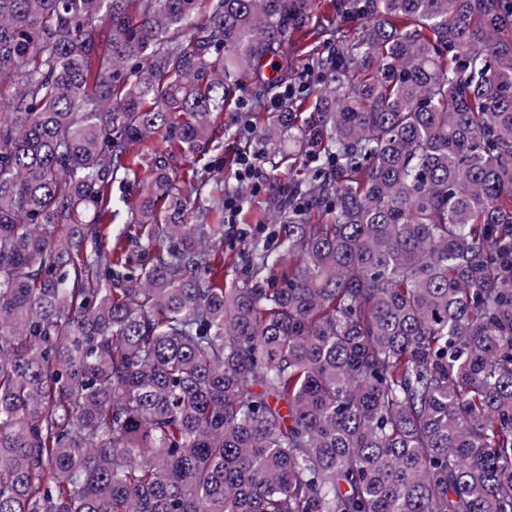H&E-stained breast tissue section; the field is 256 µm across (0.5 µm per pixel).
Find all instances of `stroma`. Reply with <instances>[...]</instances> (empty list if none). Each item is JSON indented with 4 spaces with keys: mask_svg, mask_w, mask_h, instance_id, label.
I'll return each instance as SVG.
<instances>
[{
    "mask_svg": "<svg viewBox=\"0 0 512 512\" xmlns=\"http://www.w3.org/2000/svg\"><path fill=\"white\" fill-rule=\"evenodd\" d=\"M281 93L280 88L270 87L258 82H245L237 91L234 101L226 106L222 120L227 135L221 136L211 145L204 155L191 160L181 156L172 160V171L176 178H183L189 170L202 168L205 164L220 160L223 168L214 170L207 186L213 195L242 193L243 207L236 218L234 228L225 229L223 252L227 255L240 254L248 245L258 241L270 248H278L282 230L280 225L271 223L270 216L275 203L288 197V169L281 164V157L287 156L289 145L272 144L261 134H254L251 141L252 151L261 155L263 183L259 189L238 182L236 179V160L239 156L235 139L231 132L241 123L247 112L260 111L272 115L271 103Z\"/></svg>",
    "mask_w": 512,
    "mask_h": 512,
    "instance_id": "35a3bbf8",
    "label": "stroma"
}]
</instances>
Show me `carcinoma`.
Here are the masks:
<instances>
[{
	"mask_svg": "<svg viewBox=\"0 0 512 512\" xmlns=\"http://www.w3.org/2000/svg\"><path fill=\"white\" fill-rule=\"evenodd\" d=\"M314 2L0 0V512H512V0ZM295 56L226 288L171 160ZM138 190V185H130L121 188L115 185L113 187V211H116V216L112 223L113 235L122 231L127 219L128 207L135 204L138 198ZM212 275L217 279L224 281V287L230 288L234 284H241L247 275V265L243 260L239 259L235 267H226L224 264L212 267Z\"/></svg>",
	"mask_w": 512,
	"mask_h": 512,
	"instance_id": "1",
	"label": "carcinoma"
}]
</instances>
